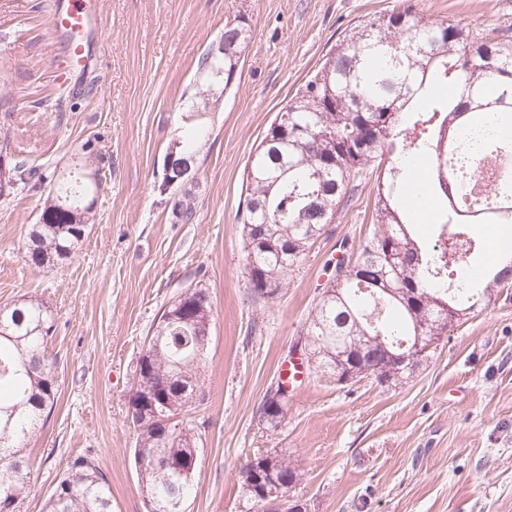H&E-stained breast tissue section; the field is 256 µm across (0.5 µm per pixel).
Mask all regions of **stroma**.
Masks as SVG:
<instances>
[{"label": "stroma", "mask_w": 512, "mask_h": 512, "mask_svg": "<svg viewBox=\"0 0 512 512\" xmlns=\"http://www.w3.org/2000/svg\"><path fill=\"white\" fill-rule=\"evenodd\" d=\"M428 19L495 34L512 25V0H415ZM96 62L61 87L51 0L0 4V129L15 153L62 168L91 145L106 171L87 235L66 263L28 264L24 240L48 194L0 199V304L33 299L55 317L48 351L58 401L26 443L30 491L19 512H42L66 462L94 455L114 512H146L127 419L144 339L182 287L207 288L214 320L200 379L207 403L186 412L200 461L188 512H252L241 472L255 454L283 450L302 475L307 512H512V287L493 293L395 385L347 387L303 376L288 418L265 430L255 412L292 356L336 255L372 229L371 176H363L334 233L290 272L281 298H252L238 223L242 181L275 115L358 20L400 0H100ZM245 16L252 38L235 83L208 113L196 175L177 189L195 218H174L161 193L162 161L181 125L183 92L225 23Z\"/></svg>", "instance_id": "obj_1"}]
</instances>
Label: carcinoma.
Instances as JSON below:
<instances>
[{
    "mask_svg": "<svg viewBox=\"0 0 512 512\" xmlns=\"http://www.w3.org/2000/svg\"><path fill=\"white\" fill-rule=\"evenodd\" d=\"M250 38L245 19L227 23L219 36L224 54L200 58L203 98L192 100L184 116L178 157L193 158L195 144L209 136L198 103L217 110ZM435 85L450 93L432 95ZM491 113L512 115V26L490 38L452 19L428 20L403 0L399 9L345 31L270 124L251 157L238 215L248 286L257 300L281 297L288 272L330 232L363 173L376 174L373 230L359 245L357 270L325 284V297L310 313L305 335L319 356L307 366L309 373L342 374L323 350L346 346L348 368L363 371L371 364L370 351L353 347L357 339L375 350L382 342L399 353L402 345L415 343L420 326L448 336L458 324L438 323L442 307L472 314L494 289L512 285L509 262L499 271L483 266L482 286L465 280L453 289L444 286L457 269L458 247L472 255L479 250L470 225L512 224V167L479 187L478 160L450 163L464 132L489 133L483 158L512 153V141L490 125ZM418 156L427 158L431 172L425 189L449 202L433 222L432 245L419 239L420 218L407 203L413 191L409 161ZM9 173L19 176L21 190L57 183L25 246L28 262L37 268L63 263L86 235L106 175L92 163L82 167L79 194L72 195L74 179H58L56 170L25 158L13 157ZM212 321L209 293L188 284L150 328L134 370L135 382L149 392L128 401L136 432L133 457L153 512H187L194 490L197 438L183 420L167 419L206 400L197 372L207 356ZM52 330V312L42 303L0 307V512H18L27 496L31 470L24 442L43 428L57 402V359L48 353ZM258 411L264 428L275 431L287 419L288 402L266 394ZM301 477L272 448L247 462L241 488L256 512H263L267 493L295 486ZM44 512H113L109 480L95 459L80 455L67 462Z\"/></svg>",
    "mask_w": 512,
    "mask_h": 512,
    "instance_id": "obj_1",
    "label": "carcinoma"
}]
</instances>
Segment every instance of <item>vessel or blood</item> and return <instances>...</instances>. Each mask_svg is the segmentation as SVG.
<instances>
[{"label":"vessel or blood","mask_w":512,"mask_h":512,"mask_svg":"<svg viewBox=\"0 0 512 512\" xmlns=\"http://www.w3.org/2000/svg\"><path fill=\"white\" fill-rule=\"evenodd\" d=\"M52 15L54 36L67 63L57 80L65 85L73 80L78 67L85 65L91 56L83 37L101 27L100 7L97 0H56Z\"/></svg>","instance_id":"1"}]
</instances>
